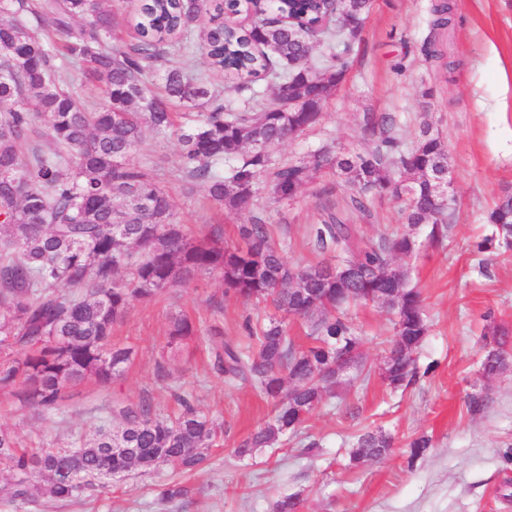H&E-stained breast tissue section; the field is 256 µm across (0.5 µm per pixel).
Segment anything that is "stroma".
I'll return each mask as SVG.
<instances>
[{
	"label": "stroma",
	"mask_w": 512,
	"mask_h": 512,
	"mask_svg": "<svg viewBox=\"0 0 512 512\" xmlns=\"http://www.w3.org/2000/svg\"><path fill=\"white\" fill-rule=\"evenodd\" d=\"M436 0H373L351 67L316 126L275 147L280 167L304 159L327 142L359 151L371 139L364 115L388 114L405 147L430 124L451 159L456 213L442 244L431 246L428 225L415 234L418 248L404 258L412 287L424 299L430 331L415 352L418 377L390 389L378 376L356 382L326 399L297 431L252 458L234 455L236 444L269 420L271 404L248 384H230L214 366L225 343L248 345L246 321L268 320L273 308L225 295L218 274L202 272L190 284L165 289L134 303L112 331L114 344L131 349L122 376L109 385L95 378L71 386L53 410L21 402L16 390L0 389V427L21 446L68 448L112 422L116 403H149L172 412L173 393L187 395L202 414L222 423L224 436L204 469L183 475L174 465L142 474L134 469L112 488L65 502L42 494L29 503L0 495V512H272L279 497L299 498L297 512H512V369L488 379L480 371L485 325L512 332V251L479 254L488 234L486 212L502 188L512 187V0H453L455 22L440 35L443 71L422 52ZM177 133L146 132L138 153L168 191L178 220L195 235L220 233L239 241L240 225L261 219L290 264L321 261L308 236L324 205L358 225L363 239L402 229L405 195L367 198L368 213L347 208L334 170L314 178L291 200L278 198L269 173L253 187L252 205L231 212L212 204L199 184L179 170ZM187 313L198 335L187 352L163 355L172 316ZM362 328L366 364L382 360V339L392 333L389 314L367 304L353 308ZM490 400L471 415L468 393ZM383 431L395 439L389 456L358 467L350 463L357 437ZM427 435L431 446L410 459L411 437ZM186 488L166 500L164 491Z\"/></svg>",
	"instance_id": "1"
}]
</instances>
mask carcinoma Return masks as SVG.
<instances>
[{"label":"carcinoma","mask_w":512,"mask_h":512,"mask_svg":"<svg viewBox=\"0 0 512 512\" xmlns=\"http://www.w3.org/2000/svg\"><path fill=\"white\" fill-rule=\"evenodd\" d=\"M371 0H281L282 18L265 13L257 0H230L218 10L246 12L243 33L218 23L204 32L213 68L230 79V90L249 93L243 107L221 97L200 74L191 73V44L204 5L200 0H146L137 17V42L112 46L114 18L102 0H0V49L24 58L8 70L0 57V389L19 388L22 401L57 407L66 390L87 376L104 385L121 376L131 351L112 345V326L136 301L187 284L199 272L218 273L226 291L245 301L271 302L278 318L248 327L254 344L243 351L231 343L214 366L229 383L252 384L273 402V416L242 440L234 453L245 459L303 425L337 386L371 376L361 362L363 336L349 313L376 303L393 315V335L382 341L378 366L383 383L397 388L416 377L413 354L429 331L420 293L394 259L412 255V229L429 224V241L442 243L450 228L449 199L435 194L430 179L448 177L444 142L421 130L408 149L388 122L364 117L376 136L363 152L344 153L323 145L302 161L274 173L273 192L293 198L314 174L336 168L351 190L348 204L367 211V193L393 189L408 196L409 230L365 243L341 217L311 228L316 247L335 253L336 263L293 267L257 220L240 227L245 247L224 245L218 235L192 237L177 222L174 206L152 169L135 159L145 128L179 132L184 177L205 187L214 204L239 210L250 205L252 188L270 164V150L315 125L324 104L343 80ZM432 35L423 54L442 58L437 31L451 25L445 0L433 6ZM83 21L73 31L76 20ZM317 44L327 51L315 65ZM82 68L101 84L104 102L88 110L68 89L56 57ZM177 56L164 72V95L148 79L153 60ZM267 80L273 97L256 89ZM33 100L40 112L20 104ZM201 107L194 115L171 104ZM44 127L37 125V120ZM48 136L51 154L39 145ZM227 164V172L218 170ZM491 235L480 252L512 248V191L498 194L487 214ZM81 288L80 295L65 292ZM305 320L310 343L288 336L286 319ZM494 346L481 372L494 377L512 359L506 331L492 329ZM167 353L176 356L197 336L186 315L171 318ZM180 415L169 420L150 404L112 406L113 428L99 427L71 449L18 447L0 428V463L12 473L9 493L31 501L50 481V493L72 501L133 468L154 472L168 463L199 470L218 438V425L189 400L176 396ZM489 401L466 396L467 411L480 415ZM391 436L366 432L351 461L379 460Z\"/></svg>","instance_id":"cac0c4a2"}]
</instances>
